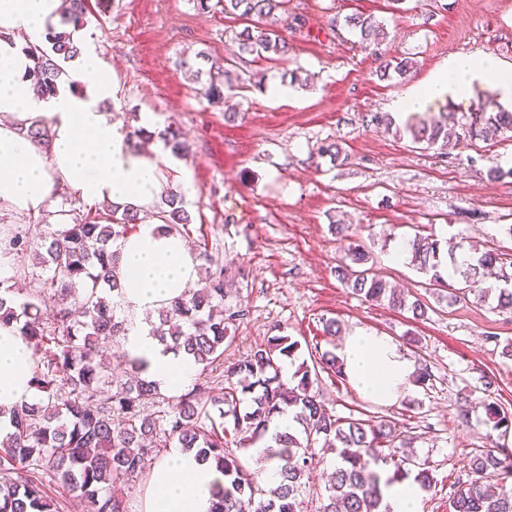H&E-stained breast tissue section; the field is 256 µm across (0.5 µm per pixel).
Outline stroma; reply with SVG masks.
<instances>
[{"mask_svg":"<svg viewBox=\"0 0 512 512\" xmlns=\"http://www.w3.org/2000/svg\"><path fill=\"white\" fill-rule=\"evenodd\" d=\"M103 3L81 45L110 71L111 112L129 131L147 112L155 129L182 130L188 241L223 264L225 307L248 309L227 326L235 343L226 358L282 333L301 344L287 365L292 372L313 350L337 351L354 331L389 337L415 366L429 368L431 381L381 403L324 372L319 393L336 416L397 422L433 470L421 512H448L453 484L468 478L471 450L485 447L491 431L482 400L512 406V359L500 348L512 341V312L490 310L472 294L451 303L427 297L425 275L390 255L418 232L512 255V177L486 178L494 164L512 167V141L418 149L374 122L407 86L376 70L381 60L409 57L420 80L452 55L511 67L512 0H288L284 64L240 52L243 22L218 9L200 12L194 0ZM357 12L383 24L381 45L363 43L344 24ZM185 59L190 68H182ZM214 63L235 77L230 98L218 104L193 75ZM274 79L286 96H268ZM328 142L340 146L339 158L319 155ZM337 223L349 225L391 286L427 298L425 319L364 301L340 282ZM329 319L340 335L324 333Z\"/></svg>","mask_w":512,"mask_h":512,"instance_id":"35a3bbf8","label":"stroma"}]
</instances>
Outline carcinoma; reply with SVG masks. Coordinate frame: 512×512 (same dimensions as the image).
<instances>
[{
    "label": "carcinoma",
    "instance_id": "obj_1",
    "mask_svg": "<svg viewBox=\"0 0 512 512\" xmlns=\"http://www.w3.org/2000/svg\"><path fill=\"white\" fill-rule=\"evenodd\" d=\"M64 23L72 30L47 33L49 47L28 45L24 52L33 63L30 76L40 90L53 95L68 76L64 64L82 54L73 32L87 24L89 0H67ZM226 14L250 22L241 33L239 50L268 58L288 50L282 29L288 28L287 0H218ZM345 25L359 31L362 41L380 45L384 27L371 16L345 17ZM416 62L403 58L384 62L382 77L394 72L410 75ZM232 89L225 69L213 65L202 88L205 97L224 101V89ZM403 133L411 142L430 150L450 143L496 141L512 134V106L495 110L484 106L462 116L441 113L434 120L408 124ZM158 136L175 156L187 147L180 129L167 127L154 133L144 128L137 136ZM70 223L59 227L41 244L34 260L44 275L31 276L23 299H17L11 278L0 279V323L14 322L20 335L38 350L32 367V383L46 394L15 407L13 431L0 441V512H59L32 473L49 474L68 493L88 504L89 512H126L124 487L143 473L148 461L169 445L193 452L224 473V489L214 512H391L383 489L413 480L430 490L433 476L427 463L411 460L410 445L388 419L341 418L325 408L315 389L319 374H345L338 356L324 351L313 361L302 362L293 374L297 383L282 379L283 365L293 359L299 342L287 335L267 337L230 363L224 353L235 337L227 335L225 322L244 315V310L224 309V268H204V286L192 288L157 313L152 334L165 349L193 358L206 371L222 369L224 391L215 394L207 384L164 398L165 407L144 413L148 400L159 395L158 386L142 377L141 364L128 357L124 378L103 366L110 344L125 336L126 319L116 313L117 303L101 296L108 290L121 295L118 242L136 227L137 211L111 206L103 212L67 210ZM166 231H178L192 223L180 192L172 190L158 211ZM413 265L428 278L427 289L442 297L448 288L445 275L460 274L464 281L498 265L504 257L490 249L479 256L458 258L446 252L433 235L417 233L405 241ZM29 240L20 232L0 239V255L13 257L27 250ZM372 253L361 241L344 249L338 278L352 293L368 302L387 303L406 310L413 318L427 315L429 304L413 300L390 287L373 267ZM482 303L496 302L494 309H512V289L484 288ZM66 391L58 392L59 385ZM482 407L494 431L512 429V410L497 401ZM289 410L298 428L269 433L272 419ZM265 448L251 467L245 453L258 442ZM336 454V468L324 490L309 484L315 449ZM276 469L277 479L263 474ZM512 459L498 447L477 450L470 458L469 479L448 496V512H512Z\"/></svg>",
    "mask_w": 512,
    "mask_h": 512
}]
</instances>
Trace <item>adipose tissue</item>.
Returning <instances> with one entry per match:
<instances>
[{"mask_svg":"<svg viewBox=\"0 0 512 512\" xmlns=\"http://www.w3.org/2000/svg\"><path fill=\"white\" fill-rule=\"evenodd\" d=\"M61 20V0H0V210L35 221L67 220L61 201L69 194L89 204L128 205L152 211L167 173L178 162L162 143L135 148L123 124L102 110L111 79L97 58L81 56L72 79L95 74L91 91L75 94L60 86L57 95H38L27 73L31 60L22 43L44 39ZM493 76L501 99L512 100V68L486 57L455 56L419 84L403 91L391 112H423L444 100L469 98L473 86ZM46 127L49 140L32 142L33 125ZM121 308L130 314L123 349L143 363L144 375L171 393L184 390L195 372L193 361L167 351L150 333L147 315L167 305L198 280L199 261L184 237L162 230L160 220L141 224L120 243ZM348 381L365 398L395 400L416 369L385 336L362 330L337 351ZM34 349L11 325L0 324V435L12 429L9 410L33 401L30 379ZM224 475L194 454L174 450L153 467L145 512H209Z\"/></svg>","mask_w":512,"mask_h":512,"instance_id":"obj_1","label":"adipose tissue"}]
</instances>
